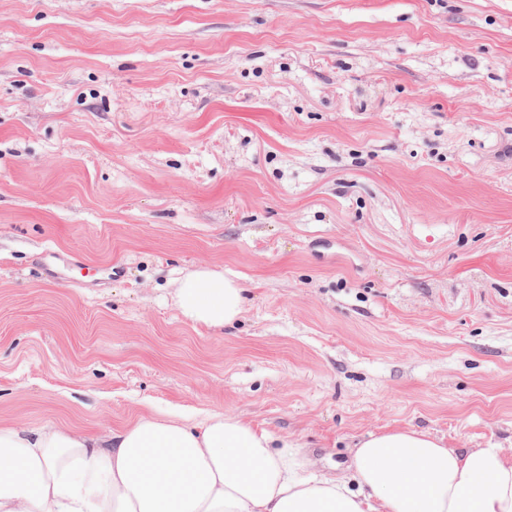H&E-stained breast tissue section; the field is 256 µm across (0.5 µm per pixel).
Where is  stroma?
<instances>
[{
  "label": "stroma",
  "instance_id": "1",
  "mask_svg": "<svg viewBox=\"0 0 512 512\" xmlns=\"http://www.w3.org/2000/svg\"><path fill=\"white\" fill-rule=\"evenodd\" d=\"M213 411L512 444V0H0V425ZM244 290L223 272L198 267L179 281L174 300L184 320L207 328L224 329L241 315Z\"/></svg>",
  "mask_w": 512,
  "mask_h": 512
}]
</instances>
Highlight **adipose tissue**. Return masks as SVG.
Here are the masks:
<instances>
[{
    "label": "adipose tissue",
    "mask_w": 512,
    "mask_h": 512,
    "mask_svg": "<svg viewBox=\"0 0 512 512\" xmlns=\"http://www.w3.org/2000/svg\"><path fill=\"white\" fill-rule=\"evenodd\" d=\"M244 289L199 267L182 318L232 325ZM298 448L238 417H145L95 436L0 425V512H512V454L458 451L415 429L371 433L339 478L306 475Z\"/></svg>",
    "instance_id": "obj_1"
}]
</instances>
